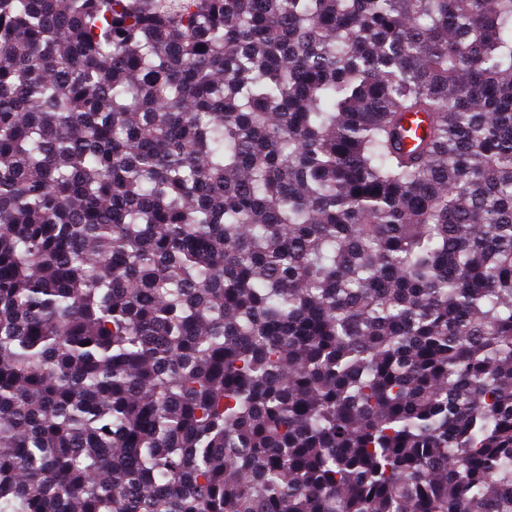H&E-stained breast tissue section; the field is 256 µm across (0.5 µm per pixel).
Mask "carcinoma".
<instances>
[{
	"instance_id": "cac0c4a2",
	"label": "carcinoma",
	"mask_w": 512,
	"mask_h": 512,
	"mask_svg": "<svg viewBox=\"0 0 512 512\" xmlns=\"http://www.w3.org/2000/svg\"><path fill=\"white\" fill-rule=\"evenodd\" d=\"M0 512H512V0H0Z\"/></svg>"
}]
</instances>
